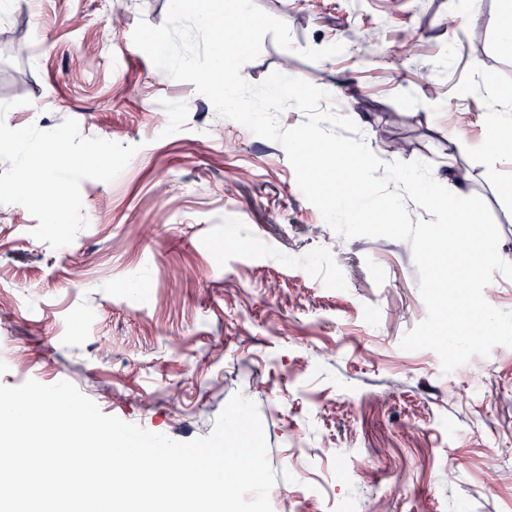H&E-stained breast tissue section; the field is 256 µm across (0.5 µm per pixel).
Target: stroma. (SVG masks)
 <instances>
[{
  "mask_svg": "<svg viewBox=\"0 0 512 512\" xmlns=\"http://www.w3.org/2000/svg\"><path fill=\"white\" fill-rule=\"evenodd\" d=\"M265 35L242 77L327 91L380 159L423 161L490 209L512 262V54L452 0H255ZM169 0H11L0 12L8 126L138 151L80 186L88 221L55 249L23 206L0 204V385L71 382L104 414L177 441L211 433L234 394L255 403L276 473L272 512H512V347L450 374L404 335L427 311L411 245L336 233L283 146L220 117L132 41ZM413 40L410 57L399 54ZM343 44L316 62L303 48ZM495 94H488L487 86Z\"/></svg>",
  "mask_w": 512,
  "mask_h": 512,
  "instance_id": "stroma-1",
  "label": "stroma"
}]
</instances>
